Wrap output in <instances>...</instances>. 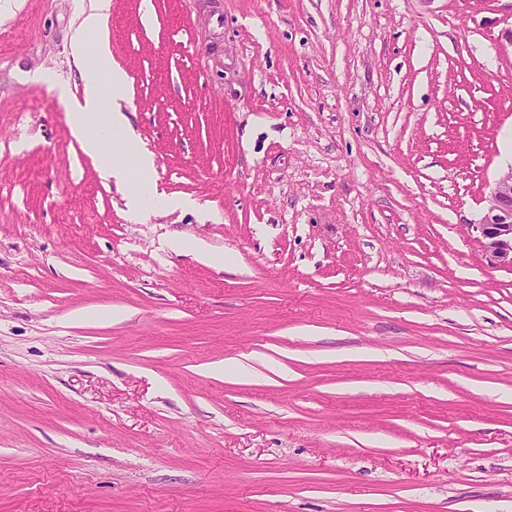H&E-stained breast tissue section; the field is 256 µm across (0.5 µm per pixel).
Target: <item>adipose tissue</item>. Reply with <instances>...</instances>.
<instances>
[{
  "mask_svg": "<svg viewBox=\"0 0 512 512\" xmlns=\"http://www.w3.org/2000/svg\"><path fill=\"white\" fill-rule=\"evenodd\" d=\"M111 10V0H95L92 9L84 13L79 29L70 43L82 83L81 96L69 97L68 117L71 132L84 151L100 161L99 170L103 178L123 185L136 177H148L153 171V159L143 151L129 125L120 103L125 99L129 80L126 72L113 63L108 38L101 37L94 64H86L85 37L92 31L103 32ZM113 103L111 111H102L104 100ZM118 132V139L106 143L104 133ZM127 155L128 163L115 164L104 153L105 146Z\"/></svg>",
  "mask_w": 512,
  "mask_h": 512,
  "instance_id": "adipose-tissue-1",
  "label": "adipose tissue"
}]
</instances>
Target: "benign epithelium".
I'll list each match as a JSON object with an SVG mask.
<instances>
[{"label":"benign epithelium","instance_id":"benign-epithelium-1","mask_svg":"<svg viewBox=\"0 0 512 512\" xmlns=\"http://www.w3.org/2000/svg\"><path fill=\"white\" fill-rule=\"evenodd\" d=\"M487 202L476 229L490 256L500 264L512 267V167L498 176Z\"/></svg>","mask_w":512,"mask_h":512}]
</instances>
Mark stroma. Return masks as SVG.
<instances>
[{
  "mask_svg": "<svg viewBox=\"0 0 512 512\" xmlns=\"http://www.w3.org/2000/svg\"><path fill=\"white\" fill-rule=\"evenodd\" d=\"M92 5L0 0V512H512V0H112L142 217ZM111 10V0H96L89 12L83 13L79 30L70 43L71 56L74 59L82 83L81 98L70 96L68 89L62 90L67 100L71 132L77 138L84 151L100 160L99 170L103 178L114 179L117 185L142 177V190L129 194L127 207L134 215L147 211L184 208L188 201H176L158 196L151 192L145 180L153 171V159L143 151L130 128L127 116L122 112L120 101L127 95L129 80L126 72L112 62L109 40L102 37L99 41L94 64L85 63V37L90 31L103 32ZM111 99L112 111L101 112L103 101ZM121 132L123 138L113 139L112 150L127 155L132 164H115L104 153V132ZM487 202L475 227L490 256L501 265L512 267V167L498 176Z\"/></svg>",
  "mask_w": 512,
  "mask_h": 512,
  "instance_id": "obj_1",
  "label": "stroma"
}]
</instances>
